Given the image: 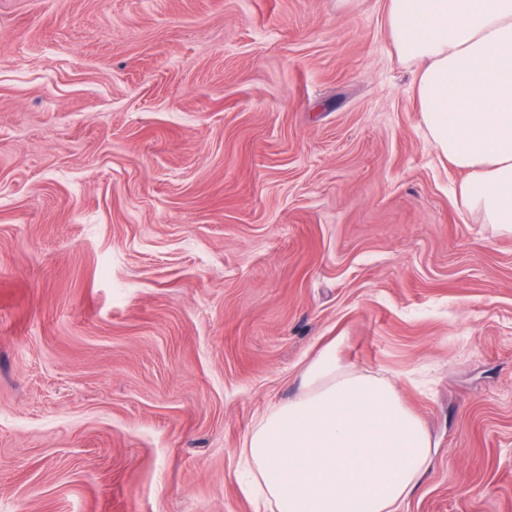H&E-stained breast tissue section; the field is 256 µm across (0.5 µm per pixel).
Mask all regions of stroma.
Here are the masks:
<instances>
[{
    "mask_svg": "<svg viewBox=\"0 0 512 512\" xmlns=\"http://www.w3.org/2000/svg\"><path fill=\"white\" fill-rule=\"evenodd\" d=\"M386 0H0V512H254L334 338L512 512V234L451 189Z\"/></svg>",
    "mask_w": 512,
    "mask_h": 512,
    "instance_id": "1",
    "label": "stroma"
}]
</instances>
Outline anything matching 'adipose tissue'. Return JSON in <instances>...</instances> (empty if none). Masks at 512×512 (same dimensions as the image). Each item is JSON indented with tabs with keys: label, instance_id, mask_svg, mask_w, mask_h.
I'll return each instance as SVG.
<instances>
[{
	"label": "adipose tissue",
	"instance_id": "adipose-tissue-1",
	"mask_svg": "<svg viewBox=\"0 0 512 512\" xmlns=\"http://www.w3.org/2000/svg\"><path fill=\"white\" fill-rule=\"evenodd\" d=\"M399 58L435 149L465 172L457 195L512 233V0H388ZM338 342L302 369L298 393L245 437L241 461L272 512H398L434 444L384 376L343 365Z\"/></svg>",
	"mask_w": 512,
	"mask_h": 512
}]
</instances>
